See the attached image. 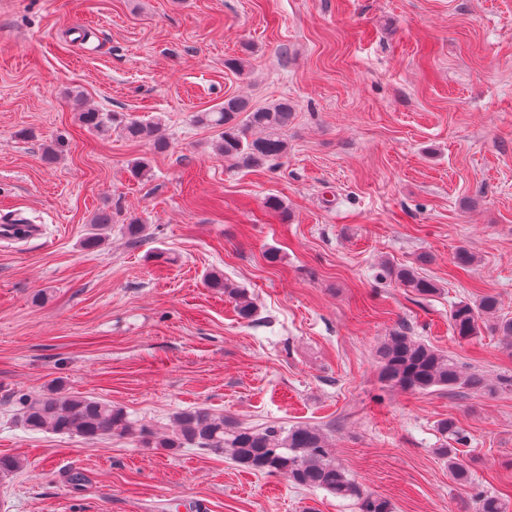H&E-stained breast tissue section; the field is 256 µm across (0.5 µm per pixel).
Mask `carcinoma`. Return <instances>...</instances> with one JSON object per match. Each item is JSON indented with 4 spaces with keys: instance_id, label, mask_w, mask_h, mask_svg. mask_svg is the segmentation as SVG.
<instances>
[{
    "instance_id": "cac0c4a2",
    "label": "carcinoma",
    "mask_w": 512,
    "mask_h": 512,
    "mask_svg": "<svg viewBox=\"0 0 512 512\" xmlns=\"http://www.w3.org/2000/svg\"><path fill=\"white\" fill-rule=\"evenodd\" d=\"M290 119L291 108L286 100L254 107L240 96H228L215 110L196 115L197 123L221 129L216 144L218 154L239 168H259L280 158L286 151ZM121 127L125 137L132 141H149L157 150L167 146L158 123L131 118ZM389 274L417 296L436 292V285L412 265L391 266ZM209 283L231 295L239 318L255 321L257 305L245 290L228 288L215 275L209 276ZM449 321L460 341H471L488 327L507 344H512V318L500 313L494 295L456 303L449 312ZM378 357L380 381L404 391L427 392L437 388L492 396L503 389H512L511 374L504 373L492 380L482 372L467 370L452 356L410 336L401 327L384 338ZM16 404L19 421L31 431L76 435L88 441L112 435L130 437L146 448H162L170 453L199 448L228 455L243 469L281 476L297 487L323 489L351 499L357 512H393L389 501L367 492L350 476L336 461L324 433L310 424L254 428L197 408L178 413L173 429L158 434L138 424L112 403L68 392L60 385L38 397L22 394ZM438 430L457 444L466 442V435L451 418L441 421ZM438 454L448 461V472L454 481L469 482L470 471L460 449L440 448ZM24 467V460L17 456H0V478L20 472ZM474 504L475 512H507L503 500L491 493H477Z\"/></svg>"
}]
</instances>
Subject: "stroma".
I'll list each match as a JSON object with an SVG mask.
<instances>
[{
    "label": "stroma",
    "instance_id": "1",
    "mask_svg": "<svg viewBox=\"0 0 512 512\" xmlns=\"http://www.w3.org/2000/svg\"><path fill=\"white\" fill-rule=\"evenodd\" d=\"M228 96L289 101L282 157L239 170L216 153L195 116ZM77 97L161 120L167 148L85 126ZM103 208L105 242L85 248ZM14 211L45 235L0 245V456L26 462L0 480V512H356L197 448L26 430L13 395L54 383L160 432L196 407L318 426L393 512H474L477 490L512 501V389L406 392L376 356L404 325L512 374L500 336L464 342L448 320L484 294L512 317V0H0V213ZM391 264L436 293L401 288ZM215 272L257 321L208 286ZM448 418L469 436L467 487L437 453ZM389 274L403 288H410L417 296H428L436 292V285L422 276L418 269L412 265L389 267ZM209 283L216 288H224L235 300L236 311L240 319L245 321L254 322L257 315V305L255 299L250 296L245 289L228 288L224 282L216 275L209 276Z\"/></svg>",
    "mask_w": 512,
    "mask_h": 512
}]
</instances>
